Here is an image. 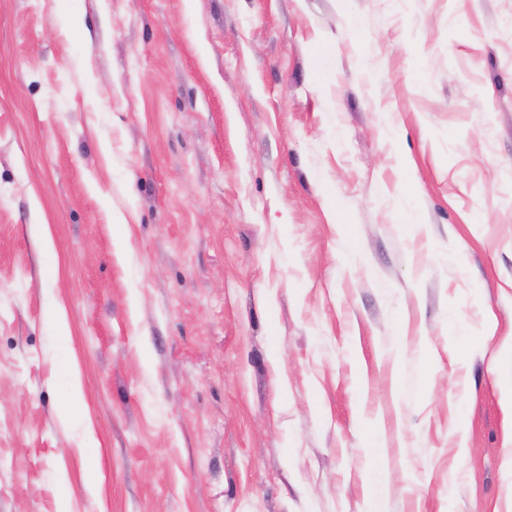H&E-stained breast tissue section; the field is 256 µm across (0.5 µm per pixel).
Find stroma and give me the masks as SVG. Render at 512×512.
<instances>
[{
  "label": "stroma",
  "instance_id": "35a3bbf8",
  "mask_svg": "<svg viewBox=\"0 0 512 512\" xmlns=\"http://www.w3.org/2000/svg\"><path fill=\"white\" fill-rule=\"evenodd\" d=\"M510 460L512 0H0V512H512Z\"/></svg>",
  "mask_w": 512,
  "mask_h": 512
}]
</instances>
